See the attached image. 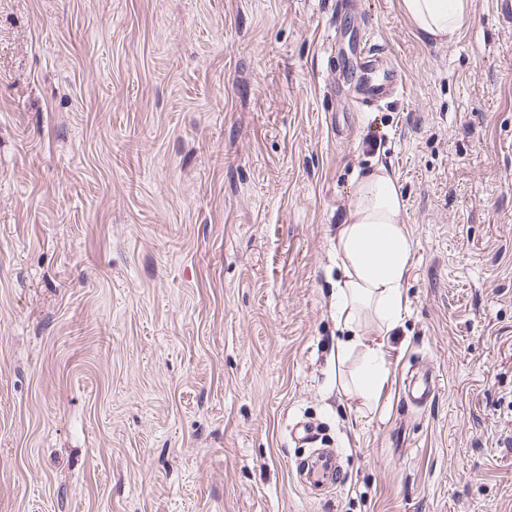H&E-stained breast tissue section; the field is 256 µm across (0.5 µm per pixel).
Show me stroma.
<instances>
[{"label": "stroma", "instance_id": "stroma-1", "mask_svg": "<svg viewBox=\"0 0 512 512\" xmlns=\"http://www.w3.org/2000/svg\"><path fill=\"white\" fill-rule=\"evenodd\" d=\"M340 11L403 74L381 108ZM380 164L414 248L367 409L333 245ZM0 512H512V15L438 43L399 0H0ZM436 393V379L430 368L415 374L414 381L406 389L407 402L414 406L426 405ZM291 435L295 440L305 448H314L320 464H306L305 479L312 484H322L323 486H335L340 482L342 472H336V452L334 448H320L315 446L318 441L315 433L309 428L301 424H296L292 428Z\"/></svg>", "mask_w": 512, "mask_h": 512}]
</instances>
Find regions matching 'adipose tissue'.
<instances>
[{
	"label": "adipose tissue",
	"mask_w": 512,
	"mask_h": 512,
	"mask_svg": "<svg viewBox=\"0 0 512 512\" xmlns=\"http://www.w3.org/2000/svg\"><path fill=\"white\" fill-rule=\"evenodd\" d=\"M469 0H400L402 13L422 37L451 40L461 28ZM405 202L390 169L365 172L338 232L334 250L340 276L333 292V315L343 337L336 363L352 355L360 362L340 389L370 407L388 380V336L404 317V284L413 239L404 222Z\"/></svg>",
	"instance_id": "obj_1"
}]
</instances>
